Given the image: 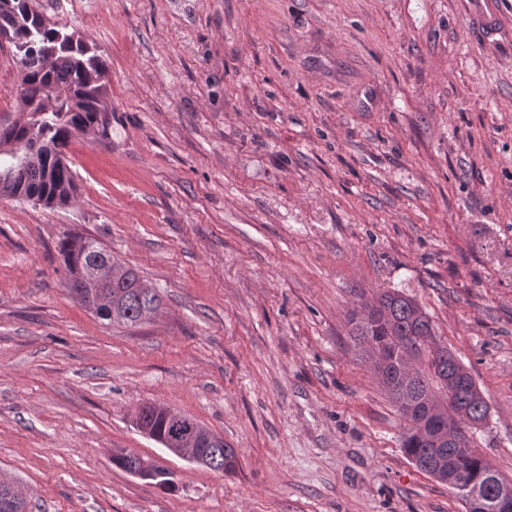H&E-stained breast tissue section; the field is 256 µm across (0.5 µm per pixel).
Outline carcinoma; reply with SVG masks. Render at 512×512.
<instances>
[{
	"label": "carcinoma",
	"mask_w": 512,
	"mask_h": 512,
	"mask_svg": "<svg viewBox=\"0 0 512 512\" xmlns=\"http://www.w3.org/2000/svg\"><path fill=\"white\" fill-rule=\"evenodd\" d=\"M36 0H0V42L12 49L20 72L18 111L23 123L0 120V146L30 136L40 141L38 164L17 170L13 182L0 185V197L20 199L36 194L45 204H68L74 173L65 158L72 137L98 130L108 138L112 110L106 103V61L88 41L57 22L42 23ZM55 94L56 107L43 110L41 97ZM89 238L68 236L59 252L69 272L67 288L85 295L95 293L76 280V270L90 255ZM99 258L112 261V317L110 324L135 327L149 321L160 309L157 291L147 287L138 272L122 264L106 249ZM352 335L373 353V369L380 385L406 423L401 436L405 457L426 474L448 485L462 501L479 493L486 512L512 478L498 474L471 446L473 422H487L489 406L471 374L448 347L436 342L430 318L410 298L395 290L380 293L352 310ZM459 381L448 395V380ZM448 416L454 439L441 441L430 422ZM158 439L181 430L180 422L162 414L150 418ZM205 467L224 473L236 470L238 460L229 446L211 448ZM8 512H26L27 502L12 480L0 476V504Z\"/></svg>",
	"instance_id": "cac0c4a2"
}]
</instances>
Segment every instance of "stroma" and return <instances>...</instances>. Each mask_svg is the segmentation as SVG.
Listing matches in <instances>:
<instances>
[{"mask_svg": "<svg viewBox=\"0 0 512 512\" xmlns=\"http://www.w3.org/2000/svg\"><path fill=\"white\" fill-rule=\"evenodd\" d=\"M106 61L109 141L66 207L0 198V475L28 512H465L404 456L348 312L413 298L489 404L512 478V0H37ZM97 240L162 298L107 324L66 287ZM174 408L225 474L134 423ZM161 459L166 490L115 467ZM498 0H470L471 16L480 24L491 27L499 15ZM89 240L91 238L73 235L65 237L59 245V252L70 275L69 280H67V288L72 294L73 290L79 289L87 296L96 293L94 288H87L84 283L76 281L75 274L76 270L83 267L90 258V255L85 251V244ZM224 439L217 434L210 432L197 433L194 426H190L186 433L176 438V441L165 442L166 448L172 454L186 459L195 464H201L206 460L205 448H209L207 453L208 462L203 467L232 473L236 470L238 460L235 457V450L229 448L224 443L223 448H212L213 445H220ZM180 447V448H176Z\"/></svg>", "mask_w": 512, "mask_h": 512, "instance_id": "35a3bbf8", "label": "stroma"}]
</instances>
